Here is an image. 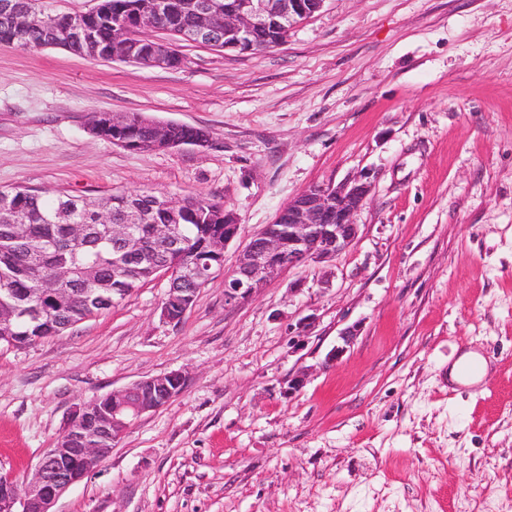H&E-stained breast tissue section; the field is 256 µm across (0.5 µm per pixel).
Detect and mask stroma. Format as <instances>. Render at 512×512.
<instances>
[{
    "label": "stroma",
    "mask_w": 512,
    "mask_h": 512,
    "mask_svg": "<svg viewBox=\"0 0 512 512\" xmlns=\"http://www.w3.org/2000/svg\"><path fill=\"white\" fill-rule=\"evenodd\" d=\"M179 50L160 69L0 42V188L202 195L241 224L180 322L158 277L0 344V476L30 477L75 406L182 372L57 512H512V0H324L278 47ZM99 112L209 142L132 151L88 133ZM360 176L345 253L226 303L250 237L309 186ZM469 350L479 389L448 382Z\"/></svg>",
    "instance_id": "obj_1"
}]
</instances>
